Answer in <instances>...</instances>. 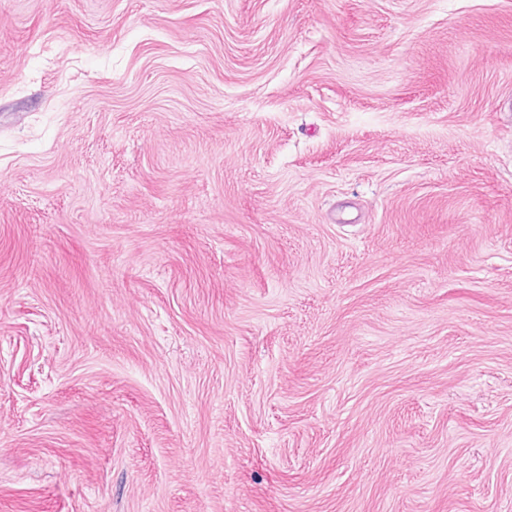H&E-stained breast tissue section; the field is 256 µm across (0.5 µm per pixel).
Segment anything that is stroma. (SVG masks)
Wrapping results in <instances>:
<instances>
[{"label": "stroma", "instance_id": "stroma-1", "mask_svg": "<svg viewBox=\"0 0 512 512\" xmlns=\"http://www.w3.org/2000/svg\"><path fill=\"white\" fill-rule=\"evenodd\" d=\"M0 512H512V0H0Z\"/></svg>", "mask_w": 512, "mask_h": 512}]
</instances>
